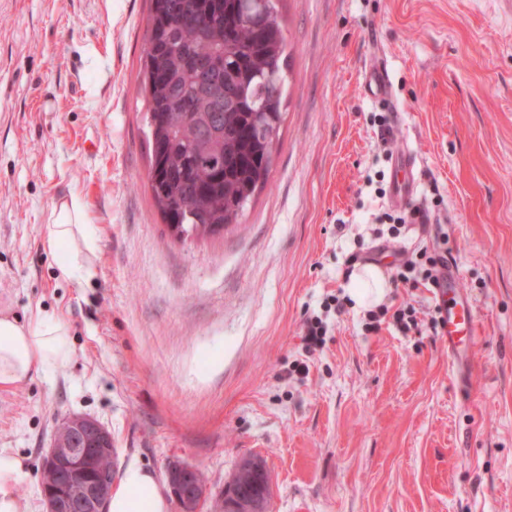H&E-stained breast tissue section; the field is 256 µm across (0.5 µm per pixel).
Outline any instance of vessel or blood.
Listing matches in <instances>:
<instances>
[{
  "label": "vessel or blood",
  "instance_id": "b4317fda",
  "mask_svg": "<svg viewBox=\"0 0 512 512\" xmlns=\"http://www.w3.org/2000/svg\"><path fill=\"white\" fill-rule=\"evenodd\" d=\"M365 88L376 103L390 106V78L384 66L377 64L370 69ZM414 167L415 157L410 151L404 150L393 156L391 203L403 206L411 202L417 189ZM457 280V274H444L438 290V305L443 322L441 333L448 345V354L458 362L466 357L477 340V320L471 301L458 290Z\"/></svg>",
  "mask_w": 512,
  "mask_h": 512
}]
</instances>
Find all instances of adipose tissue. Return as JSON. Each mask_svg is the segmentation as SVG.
I'll return each mask as SVG.
<instances>
[{
    "label": "adipose tissue",
    "instance_id": "1",
    "mask_svg": "<svg viewBox=\"0 0 512 512\" xmlns=\"http://www.w3.org/2000/svg\"><path fill=\"white\" fill-rule=\"evenodd\" d=\"M42 239L56 257L60 279L77 283L91 274L96 245L78 203L57 205L42 227ZM386 287L380 268L370 264L352 275L349 296L356 307L366 308L383 299ZM71 355L69 328L58 317L40 315L23 324L0 316V387L21 386L35 374L69 361ZM24 476L22 458L0 448V512H24L14 492ZM108 512H169V502L155 473L132 463L112 494Z\"/></svg>",
    "mask_w": 512,
    "mask_h": 512
}]
</instances>
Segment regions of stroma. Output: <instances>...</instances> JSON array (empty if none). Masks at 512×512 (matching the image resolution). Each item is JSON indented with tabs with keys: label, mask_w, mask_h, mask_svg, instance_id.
Instances as JSON below:
<instances>
[{
	"label": "stroma",
	"mask_w": 512,
	"mask_h": 512,
	"mask_svg": "<svg viewBox=\"0 0 512 512\" xmlns=\"http://www.w3.org/2000/svg\"><path fill=\"white\" fill-rule=\"evenodd\" d=\"M150 0H0V314L51 313L72 357L0 389L15 494L42 512L56 423L96 418L114 465L211 487L263 460L268 512H512V0H280L285 121L240 223L176 239L148 187L141 57ZM383 58L392 108L364 78ZM394 123L382 144L377 115ZM417 158L428 221L392 237L390 158ZM77 201L92 277L59 279L41 227ZM448 246L481 335L451 365L437 293L388 286L418 325L328 311L356 262ZM321 316L324 349L303 322ZM306 376L285 378L293 364ZM327 327L319 316L309 317L304 322L303 342L307 353L314 354L326 345Z\"/></svg>",
	"instance_id": "35a3bbf8"
}]
</instances>
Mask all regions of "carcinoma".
Masks as SVG:
<instances>
[{
  "label": "carcinoma",
  "instance_id": "cac0c4a2",
  "mask_svg": "<svg viewBox=\"0 0 512 512\" xmlns=\"http://www.w3.org/2000/svg\"><path fill=\"white\" fill-rule=\"evenodd\" d=\"M279 0H151L141 58L149 130V189L182 240L218 234L240 218L266 182L284 120L286 38ZM214 65L217 103L196 63ZM264 464L244 461L225 481L268 502Z\"/></svg>",
  "mask_w": 512,
  "mask_h": 512
}]
</instances>
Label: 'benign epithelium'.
<instances>
[{"mask_svg":"<svg viewBox=\"0 0 512 512\" xmlns=\"http://www.w3.org/2000/svg\"><path fill=\"white\" fill-rule=\"evenodd\" d=\"M41 465L43 512H107L114 488L112 434L98 420L72 415L61 420ZM166 479L179 512H224V499L238 495L224 488L213 490L198 468L171 463Z\"/></svg>","mask_w":512,"mask_h":512,"instance_id":"obj_1","label":"benign epithelium"}]
</instances>
